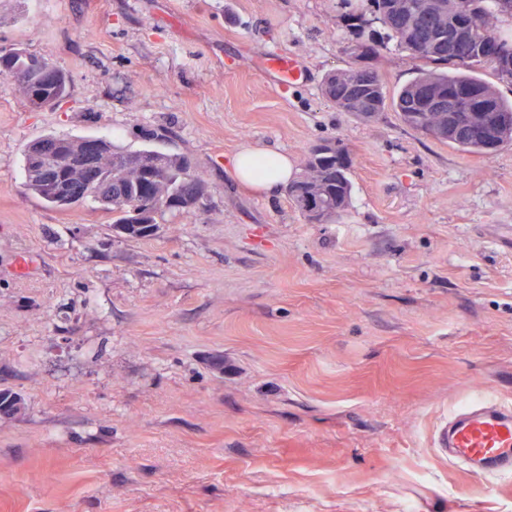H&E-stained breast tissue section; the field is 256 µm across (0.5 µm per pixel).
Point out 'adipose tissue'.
Returning <instances> with one entry per match:
<instances>
[{
    "instance_id": "obj_1",
    "label": "adipose tissue",
    "mask_w": 512,
    "mask_h": 512,
    "mask_svg": "<svg viewBox=\"0 0 512 512\" xmlns=\"http://www.w3.org/2000/svg\"><path fill=\"white\" fill-rule=\"evenodd\" d=\"M235 178L261 192H272L287 186L293 173L286 154L242 147L229 160Z\"/></svg>"
}]
</instances>
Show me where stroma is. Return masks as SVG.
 <instances>
[{"mask_svg":"<svg viewBox=\"0 0 512 512\" xmlns=\"http://www.w3.org/2000/svg\"><path fill=\"white\" fill-rule=\"evenodd\" d=\"M350 42L336 0H0V48L69 79L32 110L0 77V512H512V475L436 443L477 393L512 404V146L337 110ZM378 67L416 75L387 40ZM48 134L185 156L206 194L127 238L26 190ZM329 138L353 161L331 224L228 165L251 144L298 173Z\"/></svg>","mask_w":512,"mask_h":512,"instance_id":"stroma-1","label":"stroma"}]
</instances>
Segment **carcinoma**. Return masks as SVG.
Here are the masks:
<instances>
[{
	"label": "carcinoma",
	"mask_w": 512,
	"mask_h": 512,
	"mask_svg": "<svg viewBox=\"0 0 512 512\" xmlns=\"http://www.w3.org/2000/svg\"><path fill=\"white\" fill-rule=\"evenodd\" d=\"M506 1L512 3V0H465L463 23L470 32L450 37L446 32L423 34L411 29L405 18L389 9L387 0H339L343 9L341 19L353 33L350 53H362L372 70L358 79L348 67L327 73L322 83L323 96L340 111L364 120L390 106L412 130L463 152L486 154L483 141L464 130L448 137L432 131L429 109L422 102L421 92L438 89L452 93L454 115L463 124L472 117L484 95L488 96L493 111L512 116V101L503 98L494 84L480 76V71L489 66L499 81L512 84V28L498 25L503 18L512 22V8L504 5ZM368 13L391 40L409 52L417 66V76L390 99L383 75L375 67L381 41L374 33L366 32ZM17 62L13 50L0 48V77H11ZM20 87L27 105L42 109L66 96L68 80L58 69ZM24 160L28 190L46 205L59 208V185L45 184L37 178L40 170L59 166L57 157L27 155ZM101 169L105 174H112V203L99 201L100 186L84 182L76 204L88 200L100 202L112 213L115 228L123 224L137 225L130 234L132 238L154 235L166 214L196 208L206 191L203 176L191 169L187 159L147 148L128 151L111 146L102 159ZM350 170L351 165L336 160V141L322 140L309 148L302 175L288 185V197L309 223L334 222L349 202Z\"/></svg>",
	"instance_id": "obj_1"
}]
</instances>
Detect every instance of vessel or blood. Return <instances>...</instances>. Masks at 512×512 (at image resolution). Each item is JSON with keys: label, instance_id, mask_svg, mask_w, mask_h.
Returning a JSON list of instances; mask_svg holds the SVG:
<instances>
[{"label": "vessel or blood", "instance_id": "obj_1", "mask_svg": "<svg viewBox=\"0 0 512 512\" xmlns=\"http://www.w3.org/2000/svg\"><path fill=\"white\" fill-rule=\"evenodd\" d=\"M439 445L452 460L483 474L507 471L512 466V407L488 395L477 397L449 415Z\"/></svg>", "mask_w": 512, "mask_h": 512}]
</instances>
